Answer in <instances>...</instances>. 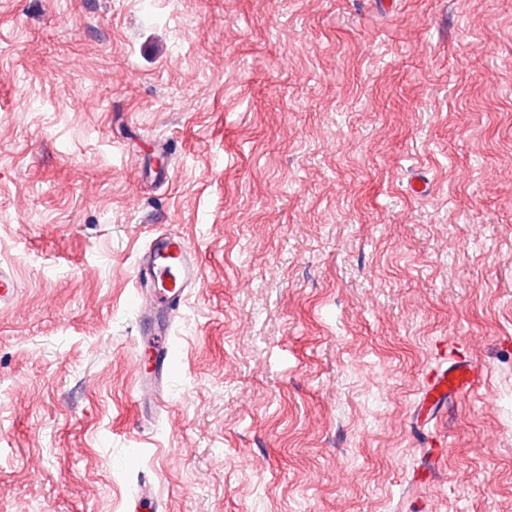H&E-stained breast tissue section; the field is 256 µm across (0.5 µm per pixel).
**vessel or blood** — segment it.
Here are the masks:
<instances>
[{
	"label": "vessel or blood",
	"mask_w": 512,
	"mask_h": 512,
	"mask_svg": "<svg viewBox=\"0 0 512 512\" xmlns=\"http://www.w3.org/2000/svg\"><path fill=\"white\" fill-rule=\"evenodd\" d=\"M199 279L196 251L174 230H161L139 255L136 285L144 290V303L132 347L135 355H149L152 368L141 375L136 398L152 407L165 404L160 387L168 376L172 359L173 322ZM482 376L480 365L455 360L435 372L428 382L429 392L435 396L464 397L480 389Z\"/></svg>",
	"instance_id": "1"
}]
</instances>
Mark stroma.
Segmentation results:
<instances>
[{
    "instance_id": "1",
    "label": "stroma",
    "mask_w": 512,
    "mask_h": 512,
    "mask_svg": "<svg viewBox=\"0 0 512 512\" xmlns=\"http://www.w3.org/2000/svg\"><path fill=\"white\" fill-rule=\"evenodd\" d=\"M0 264V512H512V0H0ZM200 279L196 251L169 226L152 237L139 254L136 288L144 300L138 315V336L132 341L135 361L142 353L150 354L152 369L139 380L135 399L148 401L153 408L165 405L160 386L165 382L172 359L170 336L173 322L180 308ZM482 367L463 360H454L440 368L428 382V393L434 396L465 397L481 388Z\"/></svg>"
}]
</instances>
